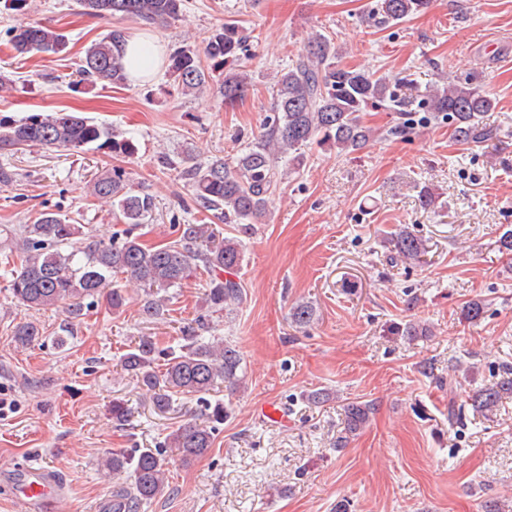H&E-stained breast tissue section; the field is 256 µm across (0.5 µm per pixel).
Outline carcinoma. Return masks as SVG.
Segmentation results:
<instances>
[{"label":"carcinoma","mask_w":512,"mask_h":512,"mask_svg":"<svg viewBox=\"0 0 512 512\" xmlns=\"http://www.w3.org/2000/svg\"><path fill=\"white\" fill-rule=\"evenodd\" d=\"M81 14L111 21L106 34L92 43L80 59L74 90L96 84L121 86L127 83L124 47L128 42L127 20L148 25H166L178 20L185 0H77ZM431 0H380L382 21L403 20L429 9ZM8 44L16 56L30 53L62 52L67 37L49 22H32L12 27ZM249 36L235 23L227 21L213 34L203 49L182 46L168 55L167 71L185 94H196L210 86L212 72L203 60L216 68L227 64L222 94L224 105L233 107L249 90L250 81L242 69L233 68L248 52ZM336 43L313 34L277 76L272 88L273 102L265 116L262 134L241 148L231 159L217 157L204 165H191L184 172L199 205L226 224H255L263 218L273 196L291 171L306 162V149L315 143L329 152L354 153L375 136L365 125L362 113L386 103L398 108L405 122L394 129H410L407 102L394 85L375 74L340 64ZM432 112L445 114L453 125V137L464 144H481L493 139L496 129L484 122L485 114L495 109V99L471 78H457L448 84L432 85L424 96ZM28 146L65 148L75 152L90 149L113 158L135 152L132 140L112 127L97 123L80 112L32 113L22 120L0 115V147L16 150ZM91 194L110 203L120 221L130 225L123 236L102 241H80V227L57 213L44 212L34 224H23L15 238L19 265L10 269L12 296L29 308L40 310L62 307L80 315L81 302L106 294L109 305L118 311L126 306L127 289L113 284L122 275L125 281L149 292L141 313L148 318L163 315L164 299L156 291L179 286L198 269L209 276L203 305L212 312L229 311L243 303L244 288L238 273L243 265V245L234 239H217L210 224H185L179 242L151 246L133 234L155 208L154 196L129 183L127 172L118 166L97 172L90 183ZM398 261L421 258L424 242L400 228L391 238ZM486 312L479 299L463 308L464 319L476 324ZM315 310L307 302L296 303L291 311L293 323L305 328L314 320ZM200 324L182 337V342L165 353L164 369L155 370L156 344L141 336L124 355L125 370L134 374L151 396L154 408L168 412L178 394L204 395L222 384L229 394L239 391L243 382L242 356L228 342L207 341L200 335ZM40 329L32 322L14 328L15 342L23 347L39 340ZM512 397V367H504L501 377L470 396L471 406L480 413H491ZM371 405L349 402L344 407V436L337 447L369 422ZM230 415L221 401L207 404V423L186 421L167 436V445L179 450L188 464L205 456L213 447L216 426ZM168 461L157 448H137L133 452L114 451L101 460V468L116 476L128 475L129 482L115 498L126 505L125 512L138 510L160 497L166 488Z\"/></svg>","instance_id":"obj_1"}]
</instances>
